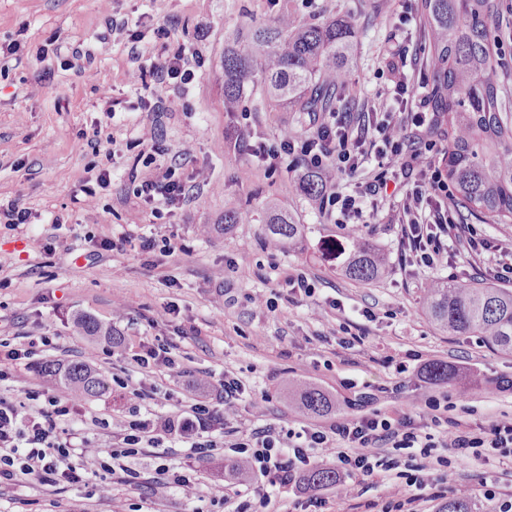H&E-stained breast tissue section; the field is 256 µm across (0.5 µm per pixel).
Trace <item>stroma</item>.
Listing matches in <instances>:
<instances>
[{
	"mask_svg": "<svg viewBox=\"0 0 512 512\" xmlns=\"http://www.w3.org/2000/svg\"><path fill=\"white\" fill-rule=\"evenodd\" d=\"M399 0H0V43L20 42L13 55L0 57V202H18L31 214L27 224L0 223V340L20 348L48 336L51 346H36L17 364L0 392L22 398L26 388H52L36 367L44 361L87 358L89 346L77 336L73 318L91 315L112 326L122 344L94 366L110 382L103 395L83 399L85 421L73 422L102 446L117 441L116 428L92 425V417L119 416L126 410L125 386L140 373L132 359L140 343L177 345L179 370H162L155 399L145 410L168 413L213 397L225 375L236 376L245 393L233 406H220L225 427L244 430L299 429L331 423V416L300 412L291 403L286 380L303 379L330 394L339 413L348 400L373 395L372 409L389 415H417L414 389L426 368L446 362L456 368L449 380L434 383L448 400V418L471 431L512 418V355L495 351L476 336H449L426 316L422 297L434 279L451 282L486 278L489 261L460 252L455 265L412 269L404 263L398 225L376 224L367 240L388 258L384 278L360 284L346 279L339 259L323 248L345 235L304 194L300 173L269 172L255 164L254 141L276 145L283 132L300 136L321 122L322 113L270 105L261 80L250 82L241 111L224 110V51L240 45L255 26L284 11L317 23L342 13L357 21L351 75L332 108L361 118L388 103L387 55L406 45L418 60L414 79L429 80L424 26L399 42ZM185 46L190 84L157 83L150 65L164 63ZM81 49L82 59L72 57ZM174 99L173 111L148 112L141 103ZM156 138L140 142L142 130ZM184 175L204 171L184 202L165 208L162 218L140 206L136 179L146 164L163 168L178 161ZM251 168L242 179L243 168ZM110 185L87 197L100 174ZM277 203L304 227L292 247L270 256L265 247L270 203ZM239 214L225 225L224 214ZM208 234H199V226ZM173 238L185 251L145 257L132 248L109 250L103 243L124 234ZM235 268H226L227 259ZM224 269L223 281L213 273ZM303 273L316 288L309 301H278L275 310L258 311L249 293L273 294L283 277ZM126 303L114 312L113 299ZM339 309H330V301ZM377 318L368 321L364 310ZM364 336V344L340 345L339 337ZM405 373H398L397 364ZM187 444L146 448L127 459L139 482L112 481V497L89 495L72 485L53 492L23 479L0 486V512H217L212 491L235 482L234 453L223 449L208 460H190ZM191 463L200 487L197 499L173 491L150 495L145 486L161 464ZM459 488L473 512H498L484 498L483 479L512 493V461L452 459ZM351 486L344 497L343 486ZM326 512H381L389 502L409 496L403 479L384 472L376 477L340 476L338 485L320 488Z\"/></svg>",
	"mask_w": 512,
	"mask_h": 512,
	"instance_id": "stroma-1",
	"label": "stroma"
}]
</instances>
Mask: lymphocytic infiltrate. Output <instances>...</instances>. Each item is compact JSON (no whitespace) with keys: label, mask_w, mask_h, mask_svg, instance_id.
<instances>
[{"label":"lymphocytic infiltrate","mask_w":512,"mask_h":512,"mask_svg":"<svg viewBox=\"0 0 512 512\" xmlns=\"http://www.w3.org/2000/svg\"><path fill=\"white\" fill-rule=\"evenodd\" d=\"M409 54L393 52L386 64L390 84V104L385 112L373 116V150H366L361 132L355 131L346 117L324 121L306 137L283 134L278 148L264 143L251 144L253 157L274 171L281 164L307 166L326 173L331 188L320 199V209L341 224L347 236H364L369 224L375 223L380 211L377 204L389 183L406 188L403 212L408 220L402 228L410 244L408 261L420 268L436 266L440 257L452 255L453 242L465 243L475 252L493 253L500 246L485 237L471 224L454 220L446 202L452 191L446 176L434 160L439 148L436 141L414 138L413 133L429 127L431 117L416 85L407 76ZM376 155L378 172L370 179L359 173L369 155ZM190 187L175 167L152 173L141 179L135 195L147 207L157 202L174 205L184 201ZM145 380L130 390L128 414L118 420L98 419L100 427H118L120 439L110 448L101 447L86 434L66 430L65 425L80 413V405L70 395L56 394L40 388L26 390L32 408H25L10 397L0 395V485L27 478L60 490L87 480L74 463L83 457L98 463L102 478L91 483L92 494H107L106 480L123 459L135 456L142 448H159L181 439L187 441L191 455L197 459L211 457L217 449L230 448L247 458L266 478L267 488H255L244 497L236 485L216 490L214 503L229 512H264L273 487L300 484L312 468L315 450L332 456L347 475L369 476L375 470L402 469L407 486H422V467L413 460L404 461L381 456L384 443L398 449H418L428 457L440 446L458 456L482 454L483 457H512V418L493 423L488 430L473 433L449 422L441 411V401L430 389L418 387L414 401L431 425L443 428L441 440L420 434L413 418L406 414L388 416L380 412L344 415L329 426L308 424L300 430L280 434L270 428L243 431L237 428L214 435L216 408L211 401L194 403L187 417L175 419L164 414H142L141 405L158 390L153 376L157 369H175L178 359L171 346L160 343L141 344L133 356ZM88 481V480H87Z\"/></svg>","instance_id":"1"}]
</instances>
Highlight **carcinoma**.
Returning a JSON list of instances; mask_svg holds the SVG:
<instances>
[{"label":"carcinoma","instance_id":"obj_1","mask_svg":"<svg viewBox=\"0 0 512 512\" xmlns=\"http://www.w3.org/2000/svg\"><path fill=\"white\" fill-rule=\"evenodd\" d=\"M430 34L433 111L446 127L445 173L457 205L487 224H512V100L502 96L494 80L491 23L497 0H422ZM356 25L349 15L320 24H306L289 12L270 25L255 28L246 45L224 52V111L236 112L244 87L261 74L267 96L303 112H323L336 90L350 77V55ZM299 188L320 196L326 183L305 171ZM267 242L280 248L301 238V225L276 207L269 211ZM344 275L368 283L386 272L384 256L365 239L350 241L342 266ZM424 308L440 329L453 336H478L489 347L512 354V290L487 282L437 281L427 288ZM75 331L113 344L120 338L112 327L80 314ZM46 375L59 379L78 398L96 397L105 382L84 361L47 364ZM431 381L448 380L452 368L434 362L426 370ZM299 405L315 415L336 409L331 398L311 384L297 389ZM309 486L336 483V472L312 469Z\"/></svg>","mask_w":512,"mask_h":512}]
</instances>
